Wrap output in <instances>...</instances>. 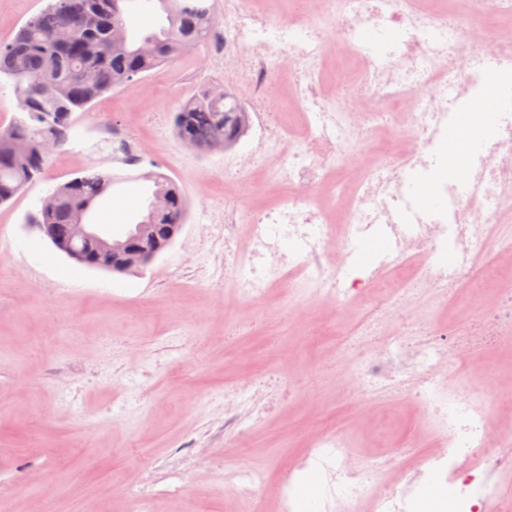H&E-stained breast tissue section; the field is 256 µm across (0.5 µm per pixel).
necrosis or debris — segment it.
Returning a JSON list of instances; mask_svg holds the SVG:
<instances>
[{
    "label": "necrosis or debris",
    "mask_w": 512,
    "mask_h": 512,
    "mask_svg": "<svg viewBox=\"0 0 512 512\" xmlns=\"http://www.w3.org/2000/svg\"><path fill=\"white\" fill-rule=\"evenodd\" d=\"M280 15L264 0H224V38L213 50L224 74L251 103L261 151L224 161L227 181L250 182L253 171L286 188L272 206H224V266L209 278L241 299L267 297L279 286L307 291L326 313L358 300L369 310L336 346L358 348L361 362L332 381L355 417L367 422L371 398L398 388L422 409L431 442L405 436L396 452L354 461L355 436L322 429L297 466L270 481V467L242 466L224 512H428L435 484L455 512H512V428L492 430L491 410L512 405V387L491 390L481 376L452 374L467 364L465 345L449 348L447 322L410 314L409 298L462 295L469 312L462 332L512 340V325L486 327L479 317V260L484 238L512 219V86L494 102L497 121L484 149L466 160L465 192L441 184L439 204L424 206L408 189L410 174L429 170L448 147V119L473 112L486 84L512 67V0H287ZM286 72L304 121L296 144L287 134L270 81ZM328 190L341 215L329 224L314 195ZM387 243L369 270L354 265V246ZM432 255L431 264L420 254ZM292 394L279 372L264 369L224 386V444L243 448L256 421ZM322 471L318 497L293 495L302 470ZM401 477L383 483L384 469ZM178 481L128 495L125 512H170L187 499Z\"/></svg>",
    "instance_id": "obj_1"
}]
</instances>
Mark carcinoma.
<instances>
[{
	"mask_svg": "<svg viewBox=\"0 0 512 512\" xmlns=\"http://www.w3.org/2000/svg\"><path fill=\"white\" fill-rule=\"evenodd\" d=\"M114 0H50L26 22L16 37L0 45V75L12 84L20 115L0 130V204L13 199L45 172L48 155L41 142L62 146L73 128L72 115L84 112L94 99L154 67L171 62L184 50L207 41L213 24L208 0H157L161 23L153 30L118 41L113 27L125 24L124 13L113 11ZM155 48L144 54L139 40ZM244 110L234 96L217 100L198 92L174 118L178 135L207 143L218 121ZM25 139L33 151L17 159L9 142ZM122 178L92 166L54 190L53 209L32 215L31 223L49 226L58 236L68 225L91 212L96 201Z\"/></svg>",
	"mask_w": 512,
	"mask_h": 512,
	"instance_id": "obj_1",
	"label": "carcinoma"
}]
</instances>
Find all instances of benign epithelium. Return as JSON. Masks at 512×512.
<instances>
[{
    "label": "benign epithelium",
    "mask_w": 512,
    "mask_h": 512,
    "mask_svg": "<svg viewBox=\"0 0 512 512\" xmlns=\"http://www.w3.org/2000/svg\"><path fill=\"white\" fill-rule=\"evenodd\" d=\"M172 195L168 191L154 194L149 215L154 217L168 211ZM71 237L84 243V249L74 251L46 230L52 243L76 262L89 266L104 264L114 273H126L151 262L168 249L178 232L175 225L129 224L124 232L114 234L93 221L92 216L82 218L81 223L69 225Z\"/></svg>",
    "instance_id": "7a95c632"
}]
</instances>
